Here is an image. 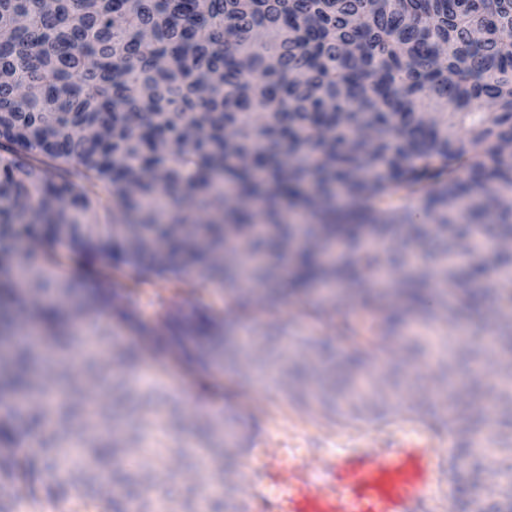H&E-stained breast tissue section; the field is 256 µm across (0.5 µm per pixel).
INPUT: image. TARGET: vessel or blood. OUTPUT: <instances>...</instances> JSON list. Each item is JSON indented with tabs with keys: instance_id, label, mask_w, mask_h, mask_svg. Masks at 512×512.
I'll return each mask as SVG.
<instances>
[{
	"instance_id": "obj_1",
	"label": "vessel or blood",
	"mask_w": 512,
	"mask_h": 512,
	"mask_svg": "<svg viewBox=\"0 0 512 512\" xmlns=\"http://www.w3.org/2000/svg\"><path fill=\"white\" fill-rule=\"evenodd\" d=\"M246 497L251 512H435L448 431L429 422L360 428L317 460L254 438Z\"/></svg>"
}]
</instances>
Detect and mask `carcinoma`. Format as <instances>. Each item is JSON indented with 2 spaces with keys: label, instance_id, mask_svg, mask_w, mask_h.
<instances>
[{
  "label": "carcinoma",
  "instance_id": "carcinoma-1",
  "mask_svg": "<svg viewBox=\"0 0 512 512\" xmlns=\"http://www.w3.org/2000/svg\"><path fill=\"white\" fill-rule=\"evenodd\" d=\"M511 142L512 0H210L204 11L195 0H0V337H12L0 350V494L25 485L24 512L68 494L88 512H247L207 465L224 458L230 417L207 420L181 453L205 494H166L130 459L164 447L159 421L181 427L179 398L130 377L140 343L164 357L190 339L199 371L234 370L247 349L197 289L229 293L253 323L255 284L271 310L318 281L345 283L365 312L360 328L344 325L351 354L338 364L324 348L270 381L345 424L382 416L395 384L359 382L361 337L481 315L484 264L429 282L444 232L467 246L512 240ZM480 190L496 205L462 209ZM290 205L344 251L333 265L309 246L294 252L287 288H273L295 234ZM226 224L244 234L233 255ZM366 229L388 244L402 232L419 251L399 308L380 305L367 276L399 258L364 252ZM97 262L87 277L62 273ZM493 270L508 351L512 253ZM147 288L152 321L140 310ZM24 312L39 350L23 337ZM112 321L132 341L113 352L121 369L103 374L83 344L107 345ZM261 348L251 366L266 376L281 356L269 338ZM498 398L512 426L510 366ZM479 473L455 468L450 495L463 502Z\"/></svg>",
  "mask_w": 512,
  "mask_h": 512
}]
</instances>
